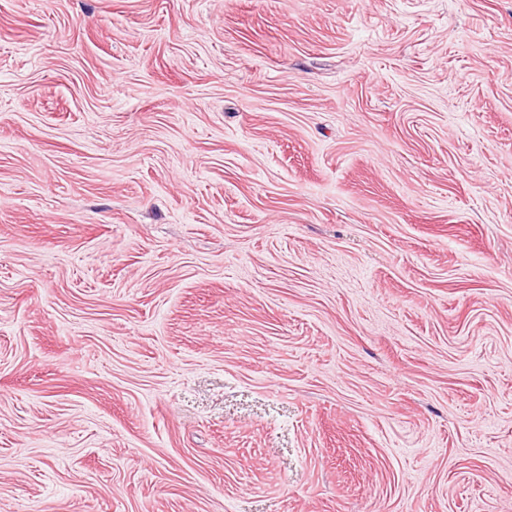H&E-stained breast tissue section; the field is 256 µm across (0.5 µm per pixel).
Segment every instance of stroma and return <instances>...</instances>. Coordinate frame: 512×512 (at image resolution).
<instances>
[{
  "instance_id": "1",
  "label": "stroma",
  "mask_w": 512,
  "mask_h": 512,
  "mask_svg": "<svg viewBox=\"0 0 512 512\" xmlns=\"http://www.w3.org/2000/svg\"><path fill=\"white\" fill-rule=\"evenodd\" d=\"M0 512H512V0H0Z\"/></svg>"
}]
</instances>
